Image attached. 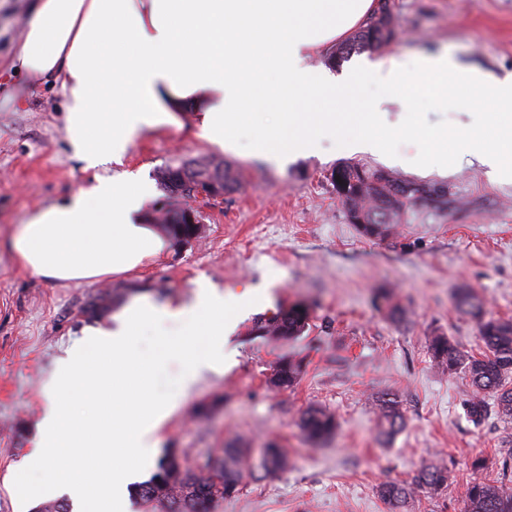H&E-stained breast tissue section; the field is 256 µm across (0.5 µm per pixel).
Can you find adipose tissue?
Masks as SVG:
<instances>
[{
  "mask_svg": "<svg viewBox=\"0 0 512 512\" xmlns=\"http://www.w3.org/2000/svg\"><path fill=\"white\" fill-rule=\"evenodd\" d=\"M374 0H31L11 64L33 82L60 83L63 123L85 169L121 162L135 140L198 113L202 137L238 152L235 131L252 125L250 155L279 167L315 153L321 135L351 129L357 150L385 157L395 137L416 133L425 153L405 158L412 170L430 160L450 165L477 155L495 177H512V76L463 67L447 50L411 60L391 55L365 62L342 82L310 55L347 38ZM374 83L385 100L364 99ZM487 104L468 133H431L419 110ZM402 109L397 119L388 105ZM150 189L131 178H97L15 227L9 247L33 273L63 282H96L159 257L167 240L140 212ZM231 311L206 291L189 306L133 299L105 325L88 329L57 361L30 453L20 463L38 472V487H17L21 512L42 494H66L73 512H131L127 487L147 469L160 430L178 406L158 400L155 384L181 360L180 390L205 372H221ZM180 322L181 334L137 350L144 325Z\"/></svg>",
  "mask_w": 512,
  "mask_h": 512,
  "instance_id": "1",
  "label": "adipose tissue"
}]
</instances>
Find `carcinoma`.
<instances>
[{
    "mask_svg": "<svg viewBox=\"0 0 512 512\" xmlns=\"http://www.w3.org/2000/svg\"><path fill=\"white\" fill-rule=\"evenodd\" d=\"M391 0H378L377 10L349 39L336 48L330 61L336 65L354 53L376 50L392 42L397 22ZM193 168L200 177L222 176L224 189L232 192L240 186L233 167L222 159L194 158ZM182 161L159 167L155 180L165 195L179 192L189 196L186 185L180 183L176 171ZM350 191L340 198L347 212L363 218L361 233L367 237H381L401 221L404 211L426 196H441L443 191L410 181L400 180L380 170H358L349 166ZM166 234L176 242L191 239L196 234L192 224L180 223V211L165 212L161 224ZM127 295L125 289H114L107 296L92 300L84 310L90 317H98L119 303ZM456 308L472 316L478 326L483 351L471 355L461 351L446 336H433L429 350L436 366L448 374L461 373L472 388L471 397L465 402L467 418L476 425L484 423L490 414L503 422L512 420V321L492 317L485 311L483 299L472 288H459L454 293ZM375 306L386 317L398 322L404 310L386 290L376 293ZM310 307L296 301L270 319L256 322L254 331L276 341L299 338L309 328ZM304 363L300 359L284 357L272 368L267 383L279 391L293 388L301 379ZM380 436L390 438L404 426V415L398 396L387 391L378 398ZM299 426L304 437L318 445L336 430L335 416L322 408L312 407L302 413ZM288 459L282 449L273 451L264 462L267 472L285 468ZM250 467L249 448L243 441L224 446L215 456L208 457V464L188 463L178 455L159 461L151 478L133 487L134 496L150 507V512H212L218 503L238 491L243 471ZM448 484V470L432 464L422 469L411 483L386 481L379 486L380 498L393 512L405 507L417 489L436 491ZM465 512H512V487L502 482L474 480L464 487Z\"/></svg>",
    "mask_w": 512,
    "mask_h": 512,
    "instance_id": "1",
    "label": "carcinoma"
}]
</instances>
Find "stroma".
<instances>
[{
  "label": "stroma",
  "instance_id": "obj_1",
  "mask_svg": "<svg viewBox=\"0 0 512 512\" xmlns=\"http://www.w3.org/2000/svg\"><path fill=\"white\" fill-rule=\"evenodd\" d=\"M401 37L377 53L352 55L332 66L331 48L312 64L329 65L336 79L371 56L405 59L447 49L461 64L512 75V0H394ZM17 103L0 107V512H16L11 480L37 435L41 384L93 322L84 307L99 292L133 289L163 301L191 304L198 283L225 296L252 288L257 304L230 322L221 373L204 374L179 399L156 457L175 449L193 461L245 439L253 465L238 493L215 512H390L377 493L388 480L412 481L443 464L447 488L416 492L403 512H464L467 483L496 481L512 457V422L489 417L474 426L465 416L471 389L459 374L435 366L431 337L442 334L462 351L479 354L475 320L458 311L455 289L471 287L487 313L512 319V182L490 176L476 157L462 156L448 174L385 168L367 154L343 151L345 132L328 134L317 154L275 168L251 158L249 146L230 154L198 135L195 113L182 125L138 139L121 162L84 170L63 124L60 85L17 77ZM225 159L240 187L203 204L205 233L190 244H170L139 270L95 283H64L27 271L5 247L15 225L33 211L64 199L94 176L124 174L151 185L144 215L164 204L154 174L181 158ZM351 163L388 169L391 176L443 188L435 201L408 208L384 238L363 236L350 224L330 173ZM393 293L402 321L376 310L377 290ZM304 300L308 330L282 343L254 334L258 320ZM303 360L305 372L287 391L266 384L280 358ZM396 393L405 427L391 440L378 436L376 398ZM310 407L333 413L335 434L313 446L298 423ZM283 448L288 465L275 473L259 465L261 450ZM488 466L476 472L474 455Z\"/></svg>",
  "mask_w": 512,
  "mask_h": 512
}]
</instances>
